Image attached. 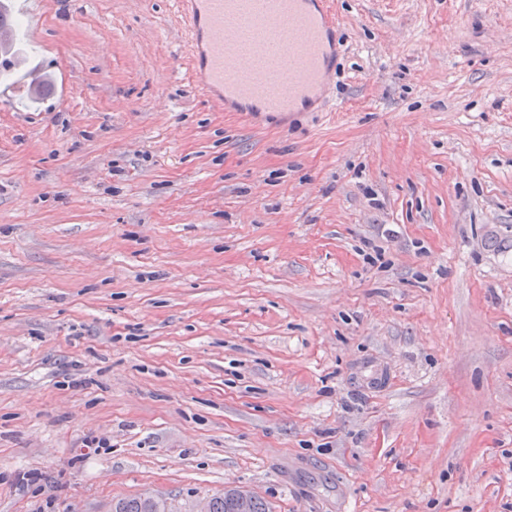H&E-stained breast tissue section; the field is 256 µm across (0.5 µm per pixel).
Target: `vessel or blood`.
Segmentation results:
<instances>
[{"label": "vessel or blood", "mask_w": 512, "mask_h": 512, "mask_svg": "<svg viewBox=\"0 0 512 512\" xmlns=\"http://www.w3.org/2000/svg\"><path fill=\"white\" fill-rule=\"evenodd\" d=\"M182 10L197 87L225 111L295 112L331 80L332 0H182Z\"/></svg>", "instance_id": "obj_1"}]
</instances>
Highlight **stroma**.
I'll return each instance as SVG.
<instances>
[{
    "instance_id": "35a3bbf8",
    "label": "stroma",
    "mask_w": 512,
    "mask_h": 512,
    "mask_svg": "<svg viewBox=\"0 0 512 512\" xmlns=\"http://www.w3.org/2000/svg\"><path fill=\"white\" fill-rule=\"evenodd\" d=\"M333 8L324 104L268 118L197 90L176 0H35L0 512H512V0ZM236 490H225L224 493L213 496L208 500V504L206 500L199 502L195 508V512H237V506L243 511L247 509V503L251 498L250 493H241V496L238 498V503L236 504L235 493Z\"/></svg>"
}]
</instances>
